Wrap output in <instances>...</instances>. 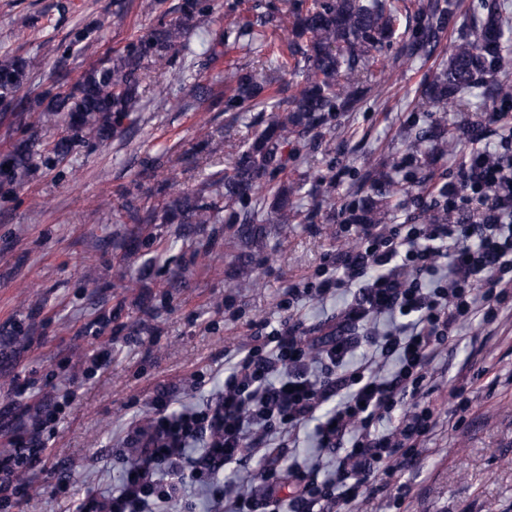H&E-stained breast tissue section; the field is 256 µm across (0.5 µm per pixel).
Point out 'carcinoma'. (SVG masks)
<instances>
[{
    "instance_id": "1",
    "label": "carcinoma",
    "mask_w": 512,
    "mask_h": 512,
    "mask_svg": "<svg viewBox=\"0 0 512 512\" xmlns=\"http://www.w3.org/2000/svg\"><path fill=\"white\" fill-rule=\"evenodd\" d=\"M481 8L484 13L474 17L452 46L448 68L420 90L425 103L437 112L462 106L464 94L480 84L486 86L488 95L512 104V85L495 79L506 66L500 38L502 27L509 23L508 5L502 0H481ZM219 9L235 15L239 0H224L220 5L215 0H181L176 7L180 18H159L122 51L100 59L70 90L51 81L37 95L34 105L21 91L32 82L44 58L51 54L68 57L72 47L90 38L92 29H75L67 43L43 42L42 57L14 54L1 58L0 105L22 114L29 112L34 119L27 125L29 135L0 161V189H12L41 166L56 169L77 148L93 140L110 139L113 125L143 111V83L154 74L168 71L188 52L185 34L189 24ZM402 9V0H255L232 29L233 44L249 57L254 50L279 41L284 46L280 60L263 62L258 70L250 59L228 67L215 78L216 83L224 85V93L217 95L213 85L197 83L191 95L209 110L216 106L224 112L258 108L268 113L263 127L231 166L195 190L174 191L171 178L153 170L158 190L166 196L161 214L145 208L138 196L121 197L119 207L134 224H150L157 219L165 224H237L241 241L248 243L256 237L259 223L251 201L266 189L262 179L281 166L280 149L288 142V135L305 141L321 136L338 110L366 95L363 71L369 62L379 60L398 35ZM457 22L452 0L418 4L413 28L403 46L406 55L432 53ZM208 34L206 53L216 59L224 54V42L230 35L211 29ZM302 62L306 65L303 82L295 84L292 93L280 102L267 105L271 85L282 81L286 72H296ZM152 103L156 112H180L185 108L182 96L164 88L155 91ZM55 127L60 129L57 139L42 141L40 131ZM456 139L432 125L414 124L412 153L394 162L391 171L371 174L376 195L356 200V205L344 214V221L382 223L399 207L397 195L403 182L417 187L415 203L422 220H433L435 213L430 207L439 200L441 182L417 176L418 168L430 151L452 150ZM395 174L401 175L402 182H395ZM290 193L288 187L279 189L267 223H290Z\"/></svg>"
}]
</instances>
